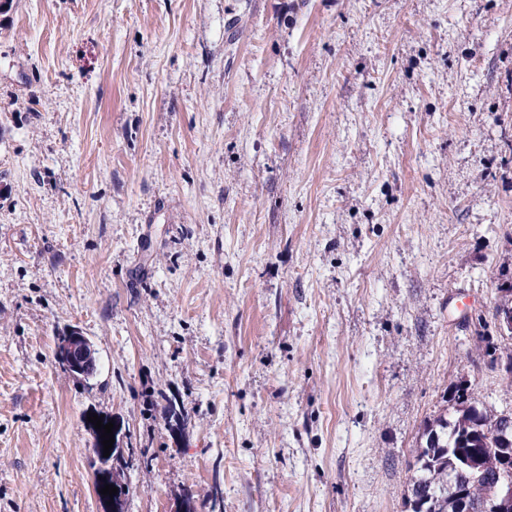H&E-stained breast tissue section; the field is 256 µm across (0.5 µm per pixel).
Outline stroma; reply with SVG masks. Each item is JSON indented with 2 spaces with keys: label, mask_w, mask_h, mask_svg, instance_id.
Wrapping results in <instances>:
<instances>
[{
  "label": "stroma",
  "mask_w": 512,
  "mask_h": 512,
  "mask_svg": "<svg viewBox=\"0 0 512 512\" xmlns=\"http://www.w3.org/2000/svg\"><path fill=\"white\" fill-rule=\"evenodd\" d=\"M507 278L512 0L0 9V512H406ZM56 362L71 377L85 373L96 365V349L92 342L78 329H72L58 340ZM105 463L108 464L109 473L112 478L113 486H122L126 487V495L128 496L130 493V489L127 483L124 481V469L129 466L128 460L125 458L124 449L116 447L112 450V454L105 459Z\"/></svg>",
  "instance_id": "stroma-1"
}]
</instances>
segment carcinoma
Masks as SVG:
<instances>
[{
	"label": "carcinoma",
	"instance_id": "carcinoma-1",
	"mask_svg": "<svg viewBox=\"0 0 512 512\" xmlns=\"http://www.w3.org/2000/svg\"><path fill=\"white\" fill-rule=\"evenodd\" d=\"M490 364L512 366V348L495 342L494 337L478 336ZM447 412L427 422L417 448L411 479L410 512H449L448 474L458 460L457 453L486 449L493 454L499 448L512 449V411H494L478 404L469 387L459 383L448 391ZM112 485L122 486L124 469L129 466L124 449L115 448L105 459ZM476 505H481L496 483L492 468L470 471L462 476Z\"/></svg>",
	"mask_w": 512,
	"mask_h": 512
}]
</instances>
